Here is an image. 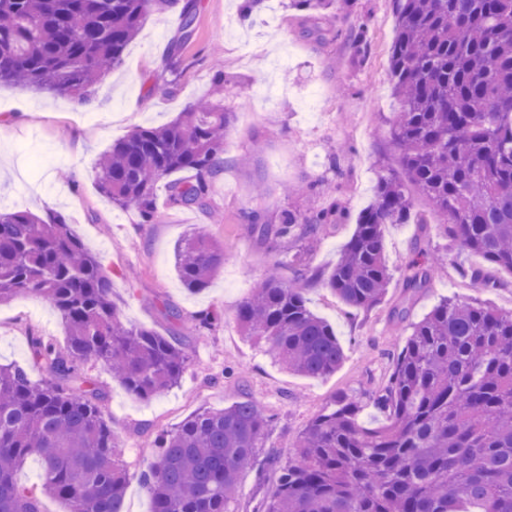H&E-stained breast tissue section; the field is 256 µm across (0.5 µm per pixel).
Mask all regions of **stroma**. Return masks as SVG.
Masks as SVG:
<instances>
[{"label": "stroma", "mask_w": 512, "mask_h": 512, "mask_svg": "<svg viewBox=\"0 0 512 512\" xmlns=\"http://www.w3.org/2000/svg\"><path fill=\"white\" fill-rule=\"evenodd\" d=\"M237 8L238 0H200L185 42L179 8L150 13L121 64L98 79L86 104L68 94L0 86V142L10 148L11 168L0 178V210L62 213L111 272L112 299L128 324L165 335L173 327L166 308L186 322L207 308L224 312L204 338L186 336L189 369L158 397L137 398L104 366L85 364L124 450L130 475L124 512H151L140 474L155 434L241 395L260 403L268 416L264 447L241 474L236 502L237 512H258L276 479L270 457L287 463L302 431L336 395L365 399L363 419L380 421L369 398L387 384L392 356L411 323L447 297L512 311L511 272L489 268L496 287H473L460 271L482 265L480 256L450 248L434 226L390 224L385 255L395 277L384 303L354 310L323 286L306 292L309 307L335 328L343 345L345 360L335 373L311 379L286 372L242 336L235 311L255 280L276 263L331 269L378 177L398 171L399 160L391 142L396 107L388 80L392 0H357L351 14L340 16L299 11L279 0L268 27L243 24ZM364 21L371 48L361 61L346 35ZM285 48L292 62L276 66ZM217 64L224 68L220 93L212 84ZM204 97L235 115L207 207L165 205L157 223L143 224L136 211L117 208L99 193L96 165L112 142L135 127L166 124ZM332 198L344 215L313 240L262 241L243 224L251 210L275 224L282 211L312 213ZM202 229L223 244L224 266L207 288L192 293L176 274L173 250ZM419 243L445 263L430 287L412 293L399 272ZM393 308L403 310L402 320L390 319ZM35 336L64 346L66 326L55 308L32 295L0 303V364L23 365L39 382L45 375L32 365Z\"/></svg>", "instance_id": "obj_1"}]
</instances>
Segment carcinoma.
Instances as JSON below:
<instances>
[{"instance_id": "cac0c4a2", "label": "carcinoma", "mask_w": 512, "mask_h": 512, "mask_svg": "<svg viewBox=\"0 0 512 512\" xmlns=\"http://www.w3.org/2000/svg\"><path fill=\"white\" fill-rule=\"evenodd\" d=\"M173 3L0 0V85L85 101L97 78L121 63L146 16ZM291 6L341 13L354 0ZM393 9L391 138L401 172L379 178L329 272L276 265L236 310L243 335L307 378L336 372L345 353L333 327L309 308L306 287L320 283L352 309L381 304L393 278L384 227L411 219L409 188L429 201L445 239L512 272V0H393ZM195 12L196 0H187L185 39ZM347 39L357 57L367 55V24ZM233 119L208 100L171 123L133 130L101 158L100 192L143 224L158 219L164 180L168 205L206 207ZM180 172L191 179L169 180ZM336 214L332 202L308 214L285 210L277 224L250 211L245 223L266 241L313 239ZM174 260L183 286L198 292L224 266V247L192 232ZM437 264L418 251L403 266V287H429ZM462 275L494 287L481 267ZM25 294L56 308L68 340L64 347L32 340L42 383L21 365H0V512H42L43 496L66 501L69 512H124V452L83 364L98 361L134 396L156 397L187 369L182 328L161 336L123 323L112 276L56 212H0V302ZM221 318L216 308L200 311L190 333ZM376 403L387 414L381 424L363 421L361 404L344 394L313 418L279 466L262 512H512V311L440 301L410 325ZM266 427L260 406L243 396L157 434L141 473L151 512H235L239 476L263 447ZM31 455L44 465L38 488L15 481L18 463Z\"/></svg>"}]
</instances>
